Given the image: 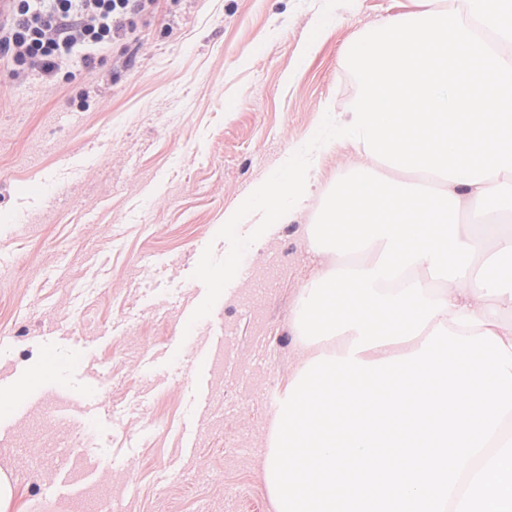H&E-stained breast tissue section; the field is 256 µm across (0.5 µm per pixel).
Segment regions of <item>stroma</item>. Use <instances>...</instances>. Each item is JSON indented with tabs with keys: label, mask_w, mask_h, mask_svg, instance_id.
I'll list each match as a JSON object with an SVG mask.
<instances>
[{
	"label": "stroma",
	"mask_w": 512,
	"mask_h": 512,
	"mask_svg": "<svg viewBox=\"0 0 512 512\" xmlns=\"http://www.w3.org/2000/svg\"><path fill=\"white\" fill-rule=\"evenodd\" d=\"M419 0H155L139 42L26 83L0 66V388L54 360L0 443L21 512H273V395L326 256L302 227L361 162L314 152L311 195L211 314L192 277L241 204L357 93L347 47Z\"/></svg>",
	"instance_id": "35a3bbf8"
}]
</instances>
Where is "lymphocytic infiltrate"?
<instances>
[{"label":"lymphocytic infiltrate","instance_id":"lymphocytic-infiltrate-1","mask_svg":"<svg viewBox=\"0 0 512 512\" xmlns=\"http://www.w3.org/2000/svg\"><path fill=\"white\" fill-rule=\"evenodd\" d=\"M154 0H8L0 17V63L24 78L54 83L78 61L94 68L98 52L137 39V16Z\"/></svg>","mask_w":512,"mask_h":512}]
</instances>
